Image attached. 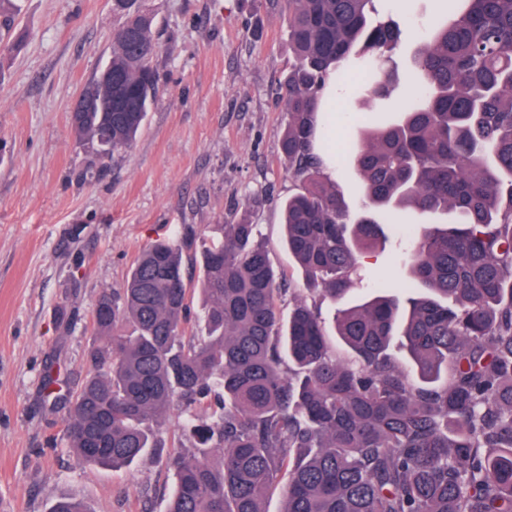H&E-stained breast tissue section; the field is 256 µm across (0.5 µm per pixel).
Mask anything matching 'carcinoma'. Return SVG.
<instances>
[{"label": "carcinoma", "mask_w": 512, "mask_h": 512, "mask_svg": "<svg viewBox=\"0 0 512 512\" xmlns=\"http://www.w3.org/2000/svg\"><path fill=\"white\" fill-rule=\"evenodd\" d=\"M135 2L113 0L126 19L104 67L112 84L91 78L96 111L71 115L95 154L129 151L158 95V39ZM462 2L413 56L416 96L391 107L384 52L401 32L376 0H284L294 63L281 150L302 186L282 210L303 291L334 303L353 290L398 212L445 216L411 240L406 297L382 283L335 312L342 358L303 295L283 322L255 225L224 224L191 254L153 242L93 306L66 418L80 461L116 468L165 447L178 403L190 446L166 459V512H265L279 475L283 512H512V0ZM354 54L369 99L359 139L334 146L318 118ZM328 162L353 166L358 213ZM195 292L204 327L189 335ZM50 512L91 510L62 499Z\"/></svg>", "instance_id": "cac0c4a2"}]
</instances>
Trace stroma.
Here are the masks:
<instances>
[{
  "label": "stroma",
  "mask_w": 512,
  "mask_h": 512,
  "mask_svg": "<svg viewBox=\"0 0 512 512\" xmlns=\"http://www.w3.org/2000/svg\"><path fill=\"white\" fill-rule=\"evenodd\" d=\"M160 49L158 100L134 147L98 160L70 112L105 65L121 21L112 0H21L0 54V512H50L62 498L92 512H166L173 474L148 461L112 470L79 464L66 434L69 405L43 385L53 367L67 395L86 376L91 311L120 292L151 242L213 238L248 220L276 269L301 287L285 244L281 204L299 189L280 144L278 98L294 57L282 0H138ZM441 15L407 0V66ZM397 241L361 262L358 294L404 281Z\"/></svg>",
  "instance_id": "1"
}]
</instances>
